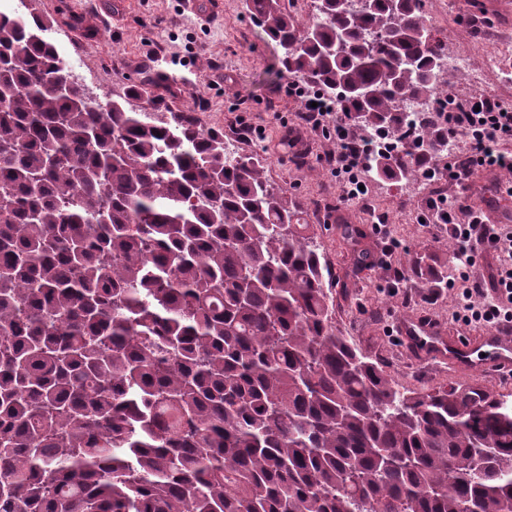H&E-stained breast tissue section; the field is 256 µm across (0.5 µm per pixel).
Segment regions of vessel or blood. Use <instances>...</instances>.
<instances>
[{
  "label": "vessel or blood",
  "instance_id": "vessel-or-blood-1",
  "mask_svg": "<svg viewBox=\"0 0 512 512\" xmlns=\"http://www.w3.org/2000/svg\"><path fill=\"white\" fill-rule=\"evenodd\" d=\"M395 329L416 360L445 364L463 375L484 372L512 375V330L508 327L501 325L460 335L418 317L397 320Z\"/></svg>",
  "mask_w": 512,
  "mask_h": 512
}]
</instances>
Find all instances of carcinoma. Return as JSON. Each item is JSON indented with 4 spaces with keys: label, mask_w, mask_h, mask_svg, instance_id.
Here are the masks:
<instances>
[{
    "label": "carcinoma",
    "mask_w": 512,
    "mask_h": 512,
    "mask_svg": "<svg viewBox=\"0 0 512 512\" xmlns=\"http://www.w3.org/2000/svg\"><path fill=\"white\" fill-rule=\"evenodd\" d=\"M281 72L409 181L448 137L402 113L451 85L422 0H245ZM47 24L0 13V512H512V401L399 388L333 321L301 205L187 112L99 102ZM430 288L448 264L409 261ZM494 457L471 476L475 455Z\"/></svg>",
    "instance_id": "obj_1"
}]
</instances>
